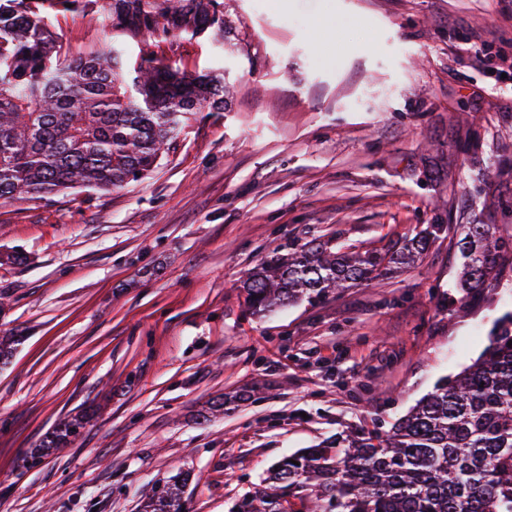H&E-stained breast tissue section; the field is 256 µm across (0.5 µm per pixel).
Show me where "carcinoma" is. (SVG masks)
<instances>
[{
	"instance_id": "carcinoma-1",
	"label": "carcinoma",
	"mask_w": 512,
	"mask_h": 512,
	"mask_svg": "<svg viewBox=\"0 0 512 512\" xmlns=\"http://www.w3.org/2000/svg\"><path fill=\"white\" fill-rule=\"evenodd\" d=\"M97 0H0V199L110 190L148 177L190 120L224 111L225 74L173 70L155 48L211 33L224 44L220 0H105L112 47L74 55L50 17ZM140 45L131 64L124 45ZM432 231L389 254L317 239L266 257L243 281L253 314L295 304L415 263ZM458 287L493 288L512 263V234L468 224L458 241ZM512 314L469 366L442 379L391 430L353 431L290 454L237 512H512ZM82 420L57 426L61 448ZM183 485L156 488L143 512H180Z\"/></svg>"
}]
</instances>
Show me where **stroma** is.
<instances>
[{
  "label": "stroma",
  "instance_id": "35a3bbf8",
  "mask_svg": "<svg viewBox=\"0 0 512 512\" xmlns=\"http://www.w3.org/2000/svg\"><path fill=\"white\" fill-rule=\"evenodd\" d=\"M223 2L233 52L202 37L159 52L225 71L226 110L199 113L142 181L0 200V336L17 340L0 363V512H141L175 476L186 512H235L283 457L389 430L512 312V266L482 299L457 286L462 225L512 232L498 0ZM55 26L76 54L112 42L96 8ZM431 224L401 272L246 309L243 274L290 242L384 253ZM82 425V420L79 418L60 424L45 437L42 448H62L68 443L70 438L78 434ZM72 428H75V431H72Z\"/></svg>",
  "mask_w": 512,
  "mask_h": 512
}]
</instances>
